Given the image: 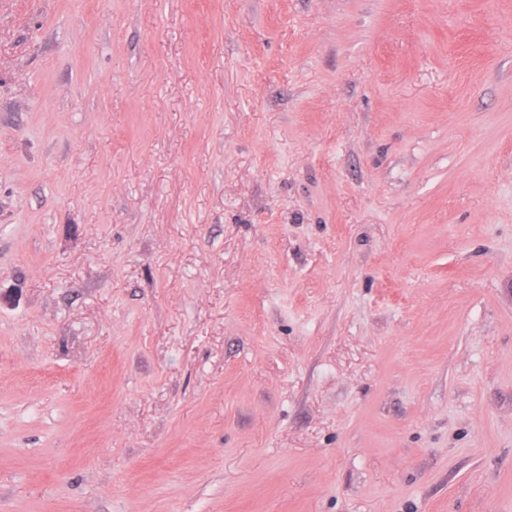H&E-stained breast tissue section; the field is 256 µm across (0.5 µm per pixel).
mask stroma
I'll list each match as a JSON object with an SVG mask.
<instances>
[{
	"instance_id": "1",
	"label": "stroma",
	"mask_w": 512,
	"mask_h": 512,
	"mask_svg": "<svg viewBox=\"0 0 512 512\" xmlns=\"http://www.w3.org/2000/svg\"><path fill=\"white\" fill-rule=\"evenodd\" d=\"M0 512H512V0H0Z\"/></svg>"
}]
</instances>
